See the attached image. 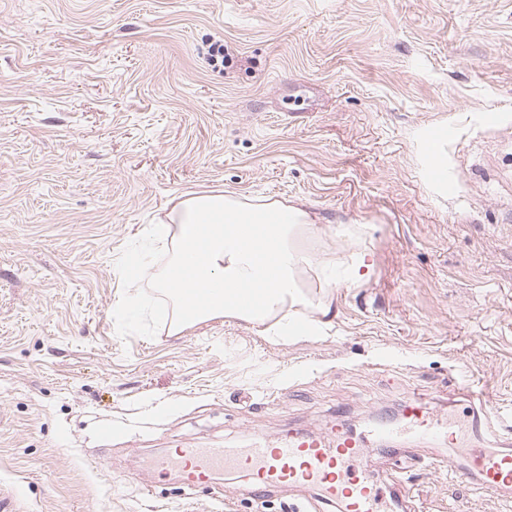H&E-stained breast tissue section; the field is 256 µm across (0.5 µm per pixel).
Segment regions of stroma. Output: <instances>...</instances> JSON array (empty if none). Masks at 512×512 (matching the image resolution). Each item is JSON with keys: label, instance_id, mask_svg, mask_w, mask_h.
Here are the masks:
<instances>
[{"label": "stroma", "instance_id": "obj_1", "mask_svg": "<svg viewBox=\"0 0 512 512\" xmlns=\"http://www.w3.org/2000/svg\"><path fill=\"white\" fill-rule=\"evenodd\" d=\"M203 191L304 204L314 260L370 253L362 283L305 275L330 328L281 342L114 316L143 228ZM472 378L512 411V0H0V490L17 512H298L312 491L257 501L214 475L228 507L137 462L358 430L412 391L458 416ZM481 445L400 457L411 507L512 512L425 465Z\"/></svg>", "mask_w": 512, "mask_h": 512}]
</instances>
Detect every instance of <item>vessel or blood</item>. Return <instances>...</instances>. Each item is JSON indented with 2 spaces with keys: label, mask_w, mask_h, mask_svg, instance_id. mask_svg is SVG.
I'll return each instance as SVG.
<instances>
[{
  "label": "vessel or blood",
  "mask_w": 512,
  "mask_h": 512,
  "mask_svg": "<svg viewBox=\"0 0 512 512\" xmlns=\"http://www.w3.org/2000/svg\"><path fill=\"white\" fill-rule=\"evenodd\" d=\"M466 396L474 427L489 441L508 430L504 419H492L490 398L482 385L467 383ZM437 437L455 440L453 421L433 414L423 397L411 394L404 402L400 424H378L354 433L333 428L317 435L288 431L272 444L179 448L156 462L158 472L179 470L187 488L209 483L217 471L245 477L251 496H263L279 485L297 484L315 491L319 504L336 512H385L395 500V483L381 480L366 454L370 445L399 442L414 447ZM449 471L484 491L512 497V451L473 449L467 466L448 460Z\"/></svg>",
  "instance_id": "1"
}]
</instances>
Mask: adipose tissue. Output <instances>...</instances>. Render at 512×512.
I'll use <instances>...</instances> for the list:
<instances>
[{
  "label": "adipose tissue",
  "mask_w": 512,
  "mask_h": 512,
  "mask_svg": "<svg viewBox=\"0 0 512 512\" xmlns=\"http://www.w3.org/2000/svg\"><path fill=\"white\" fill-rule=\"evenodd\" d=\"M314 220L302 204L288 199L224 192L187 194L174 200L153 226L166 262L152 271L150 253L137 254L125 273L162 295L157 314L170 333L216 317L238 318L261 332L288 336L316 334L315 321L302 320L300 306L314 304L320 314L330 304L310 302L302 272L310 265L305 242ZM204 285L211 300L187 307L186 291ZM259 298L254 307L244 297Z\"/></svg>",
  "instance_id": "adipose-tissue-1"
}]
</instances>
